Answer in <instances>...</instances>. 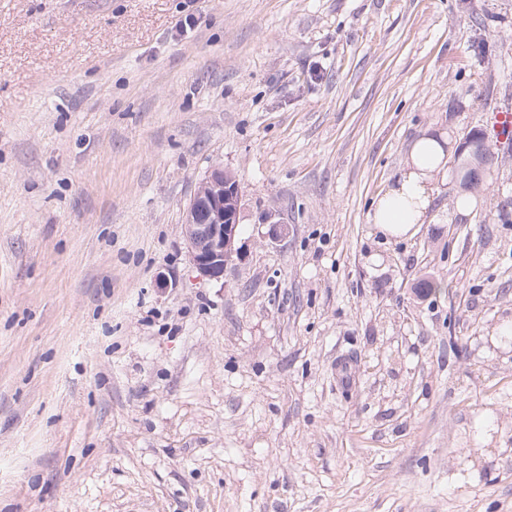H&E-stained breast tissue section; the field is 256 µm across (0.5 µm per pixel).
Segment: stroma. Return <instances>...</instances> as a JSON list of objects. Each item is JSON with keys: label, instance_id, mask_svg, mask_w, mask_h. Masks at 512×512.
<instances>
[{"label": "stroma", "instance_id": "stroma-1", "mask_svg": "<svg viewBox=\"0 0 512 512\" xmlns=\"http://www.w3.org/2000/svg\"><path fill=\"white\" fill-rule=\"evenodd\" d=\"M507 105L512 0H0V512H512V152L368 220ZM439 140L448 144V133L440 131ZM439 140L423 136L415 141L401 177L373 201L370 220L384 236H412L424 224L433 202L432 180L443 168L445 157ZM240 187L223 165L213 166L186 206L183 237L193 267L209 281L224 280V269L239 257L236 247Z\"/></svg>", "mask_w": 512, "mask_h": 512}]
</instances>
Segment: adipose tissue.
<instances>
[{
  "label": "adipose tissue",
  "instance_id": "ef3b65f1",
  "mask_svg": "<svg viewBox=\"0 0 512 512\" xmlns=\"http://www.w3.org/2000/svg\"><path fill=\"white\" fill-rule=\"evenodd\" d=\"M444 157L436 137L424 136L413 143L401 177L373 202L370 220L383 235L405 238L424 223L433 202L432 180Z\"/></svg>",
  "mask_w": 512,
  "mask_h": 512
}]
</instances>
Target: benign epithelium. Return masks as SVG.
Here are the masks:
<instances>
[{
	"instance_id": "7a95c632",
	"label": "benign epithelium",
	"mask_w": 512,
	"mask_h": 512,
	"mask_svg": "<svg viewBox=\"0 0 512 512\" xmlns=\"http://www.w3.org/2000/svg\"><path fill=\"white\" fill-rule=\"evenodd\" d=\"M495 159L489 143L460 164L453 162L452 177L462 181L463 188L481 186V170ZM240 187L235 175L222 165L213 166L199 182L186 206L183 237L193 267L209 281L224 280V269L239 258L236 247Z\"/></svg>"
}]
</instances>
